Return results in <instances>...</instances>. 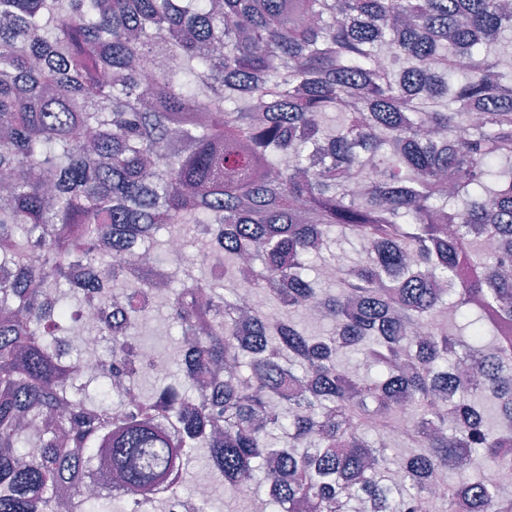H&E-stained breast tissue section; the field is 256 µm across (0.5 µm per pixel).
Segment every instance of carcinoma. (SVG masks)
<instances>
[{
    "instance_id": "carcinoma-1",
    "label": "carcinoma",
    "mask_w": 512,
    "mask_h": 512,
    "mask_svg": "<svg viewBox=\"0 0 512 512\" xmlns=\"http://www.w3.org/2000/svg\"><path fill=\"white\" fill-rule=\"evenodd\" d=\"M509 33L512 0H0V512H112L89 474L164 512L199 455L266 512H512ZM189 225L222 275L174 289ZM110 296L87 378L70 301ZM159 305L181 377L128 400Z\"/></svg>"
}]
</instances>
